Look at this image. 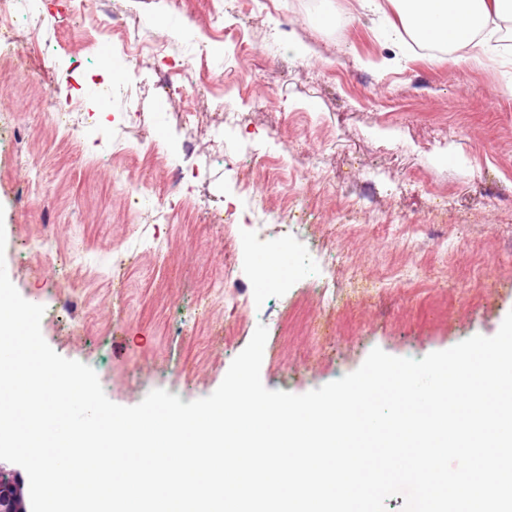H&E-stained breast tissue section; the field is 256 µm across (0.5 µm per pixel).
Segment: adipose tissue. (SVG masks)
Instances as JSON below:
<instances>
[{"label": "adipose tissue", "instance_id": "adipose-tissue-1", "mask_svg": "<svg viewBox=\"0 0 512 512\" xmlns=\"http://www.w3.org/2000/svg\"><path fill=\"white\" fill-rule=\"evenodd\" d=\"M398 6L396 36L416 43L440 46L448 52L467 51L469 60L480 61L487 35L501 23L512 22V0H390Z\"/></svg>", "mask_w": 512, "mask_h": 512}]
</instances>
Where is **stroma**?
Returning <instances> with one entry per match:
<instances>
[{
	"mask_svg": "<svg viewBox=\"0 0 512 512\" xmlns=\"http://www.w3.org/2000/svg\"><path fill=\"white\" fill-rule=\"evenodd\" d=\"M378 2L322 0L315 15L306 0H104L123 22L106 33L73 0H38L51 28L20 17L0 39L5 265L44 306L46 342L112 402L212 394L260 324L264 386L303 394L372 348L419 360L495 335L512 311V55L417 51ZM127 32L155 54L126 55ZM55 91L77 110L51 108ZM44 232L46 257L28 249ZM319 252L337 256L327 303ZM410 266L417 280L375 288ZM224 276L234 296L211 301Z\"/></svg>",
	"mask_w": 512,
	"mask_h": 512,
	"instance_id": "35a3bbf8",
	"label": "stroma"
}]
</instances>
